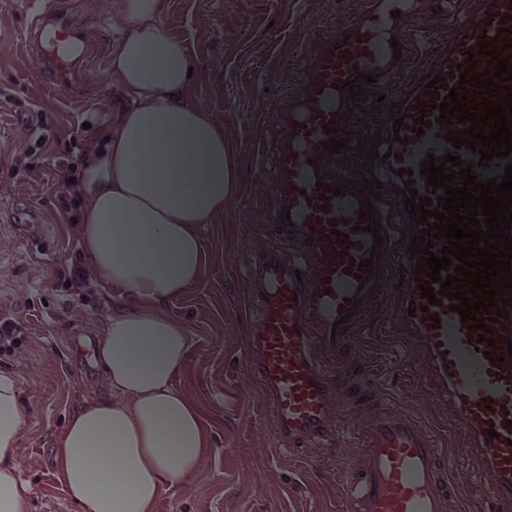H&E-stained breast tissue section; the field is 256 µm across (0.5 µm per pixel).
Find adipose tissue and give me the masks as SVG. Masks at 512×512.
<instances>
[{
    "instance_id": "adipose-tissue-1",
    "label": "adipose tissue",
    "mask_w": 512,
    "mask_h": 512,
    "mask_svg": "<svg viewBox=\"0 0 512 512\" xmlns=\"http://www.w3.org/2000/svg\"><path fill=\"white\" fill-rule=\"evenodd\" d=\"M162 9L163 0H124L112 77L132 103L112 125L82 217L93 272L145 306L107 319L93 352L105 390L70 413L55 443V475L79 512H154L162 486L183 482L210 448L198 404L176 384L188 329L150 305L200 281L198 227L236 196L237 161L223 124L186 97L187 73L202 64L161 22ZM23 425L17 381L0 370V512H28L14 458Z\"/></svg>"
}]
</instances>
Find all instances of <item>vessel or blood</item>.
<instances>
[{
  "mask_svg": "<svg viewBox=\"0 0 512 512\" xmlns=\"http://www.w3.org/2000/svg\"><path fill=\"white\" fill-rule=\"evenodd\" d=\"M512 30V0H477L471 19L448 40L444 69L448 86H456V66L467 52L479 48L483 31ZM340 49L326 45L318 51L312 84L301 91L303 103L336 96L344 80L361 60L380 65L384 54L376 48L373 30L357 22ZM32 66L25 85L44 89L46 81L82 90L86 82L98 85L102 100L113 86L101 77L107 67L108 39L102 30L74 15L59 12L53 0H32L27 28ZM336 112H312L306 124L295 125L296 135H308V151L281 154L277 165L289 187L290 212L303 215L288 244L264 266L270 279L257 318L246 334L234 339L244 362L239 375L245 387H257L261 408L270 413L272 428L252 424L255 435L270 436L274 447L297 458L309 449L323 448L337 468L357 458L359 470L347 488L351 512H476L486 498L487 512H512V357L506 342L512 324L494 329V346L477 351L476 338L458 313L439 314L437 306L421 298L418 284L405 280L404 297H415V317H403L398 330L407 345L426 352L429 398L447 412L467 438V448L478 454L494 485L491 493L473 488L470 497L443 488L440 461L432 445L430 420L421 406L402 397L401 368L388 366L396 376L387 393L362 397L360 378L348 366L329 368L342 357L370 299L376 298L377 278L361 281L341 263V251L355 260L369 258L372 236L351 232L359 203L354 196L327 197L315 182L302 179L311 161L323 151ZM345 219L342 233L351 248L331 238L332 222ZM439 314L440 328H432L431 314ZM346 326H339L340 317Z\"/></svg>",
  "mask_w": 512,
  "mask_h": 512,
  "instance_id": "1",
  "label": "vessel or blood"
}]
</instances>
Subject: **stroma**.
Instances as JSON below:
<instances>
[{"label": "stroma", "mask_w": 512, "mask_h": 512, "mask_svg": "<svg viewBox=\"0 0 512 512\" xmlns=\"http://www.w3.org/2000/svg\"><path fill=\"white\" fill-rule=\"evenodd\" d=\"M272 25L257 24L253 0H164L162 22L186 43L190 54L205 60L224 58L222 74L196 78L189 96L212 103L224 132L239 149L241 197L214 224H203L204 274L194 288L159 306L187 325L192 342L179 385L200 405L213 446L195 472L178 485L164 486L155 512H344L349 473L335 474L322 460L304 462L277 454L253 438L247 422L255 413V395L244 392L225 363L226 343L242 335L246 319L236 313L257 271L254 259L276 251L281 240L283 175L273 158L285 143L286 126L303 120L299 89L313 75L312 58L353 23L354 16L377 15L376 0H359L353 17H336L329 0H297L285 10L269 0ZM471 0H424L411 5L414 29L399 28L402 57L381 70L368 92L385 93L379 103L383 136L393 133L390 106L415 95L422 76L435 67L448 46L450 27L467 22ZM26 0H0V88L14 99L0 109V175H10L12 152L30 145L41 157L40 171L19 176L11 193L0 195V369L19 385L24 428L15 448L16 462L33 495L29 512H78L57 481L51 465L53 444L67 416L90 393L76 376L69 318L81 308V335L98 337L113 310L133 303L125 288L98 278L82 250L81 224L71 223L52 199L53 189L75 179L88 196L106 159L101 148L115 112L127 102L117 94L100 102L95 87L73 97L50 86L31 97L19 82L28 60L22 29ZM52 128L40 143H26L39 120ZM79 139L83 156L71 152ZM35 204L41 235L20 241L9 218L18 198ZM385 322L364 313L347 360L366 377L369 391L381 393L391 361L405 360L410 371L422 366L419 354L404 347Z\"/></svg>", "instance_id": "stroma-1"}]
</instances>
